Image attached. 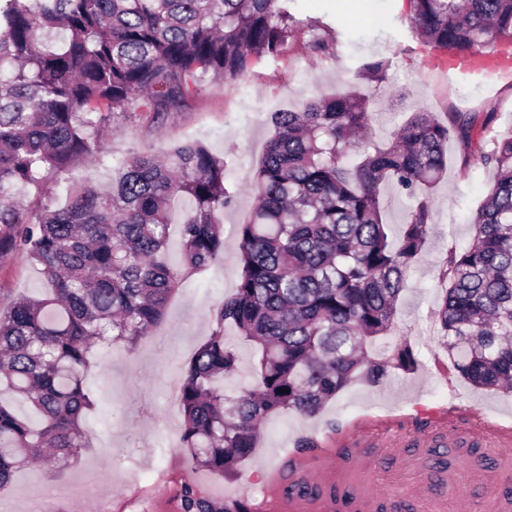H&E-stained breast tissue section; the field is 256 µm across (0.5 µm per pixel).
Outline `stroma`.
<instances>
[{
	"mask_svg": "<svg viewBox=\"0 0 512 512\" xmlns=\"http://www.w3.org/2000/svg\"><path fill=\"white\" fill-rule=\"evenodd\" d=\"M373 8L384 14L383 25L368 21ZM297 15L310 26L290 39L284 57L265 60L243 79L205 84L189 108L159 120L145 114L119 120L105 137L99 158L73 167L53 186V195L61 199L71 186L108 184L119 162L137 147L149 144L166 153L199 142L223 156L225 185L234 201L224 211L223 262L185 276L164 319L136 350L117 346L94 359L87 374L95 396L86 419L90 448L65 469L44 465L19 473L0 491V512H95L102 499L110 502V512H179L178 488L189 476L211 496H243L254 512H280L263 497L262 470L277 467L281 456L294 453L297 439H310L324 451L333 447L337 430L383 414L415 421L479 410L499 414L504 424L512 425V395L473 388L452 371L434 319L446 288L440 276L446 253L450 246L472 243L470 214L493 182L492 171L480 159H473L467 175L452 159L447 178L432 195L434 232L407 273L395 327L372 345L373 351L387 355L407 343L419 367L393 371L389 380L374 386L353 382L318 417L274 416L237 474L191 471L180 451L181 420L173 389L210 336L218 307L240 277L234 228L255 207L250 186L273 132V112L361 83L360 66L384 57L391 62L386 82L367 86L373 142H388L406 113L419 107L442 118L454 110L493 106L492 136L512 134V87L501 84L486 92L449 78L438 59L425 54L412 30L410 7L402 0H298ZM315 23L320 26L317 34L335 40L334 53L321 55L309 48ZM45 288L24 256L0 258V309L9 308L17 296L42 295Z\"/></svg>",
	"mask_w": 512,
	"mask_h": 512,
	"instance_id": "obj_1",
	"label": "stroma"
}]
</instances>
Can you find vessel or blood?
Segmentation results:
<instances>
[{
	"label": "vessel or blood",
	"mask_w": 512,
	"mask_h": 512,
	"mask_svg": "<svg viewBox=\"0 0 512 512\" xmlns=\"http://www.w3.org/2000/svg\"><path fill=\"white\" fill-rule=\"evenodd\" d=\"M449 73L463 75L484 88L512 81V42L447 59ZM399 448L398 472L388 489L371 475L369 451ZM454 449L456 463L448 474V490L435 491L428 480L444 464V449ZM335 468L293 454L282 460L265 484L268 497L285 512H382L386 500H412L429 512H512V430L483 415L433 416L423 424L387 417L373 427L339 434ZM481 481L479 496L468 495Z\"/></svg>",
	"instance_id": "obj_1"
}]
</instances>
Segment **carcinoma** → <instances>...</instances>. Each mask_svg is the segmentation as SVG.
Segmentation results:
<instances>
[{
    "label": "carcinoma",
    "mask_w": 512,
    "mask_h": 512,
    "mask_svg": "<svg viewBox=\"0 0 512 512\" xmlns=\"http://www.w3.org/2000/svg\"><path fill=\"white\" fill-rule=\"evenodd\" d=\"M295 0H0V257L20 253L47 285L0 311V487L46 457L67 464L91 445L86 375L94 351L129 350L164 317L187 273L224 259V158L201 143L162 159L147 147L107 187L59 201L49 185L100 151L101 134L130 108L160 117L184 108L203 83L238 80L282 53L298 30ZM418 36L467 54L512 41V0H410ZM390 60L363 64L380 84ZM369 96L355 88L275 112L274 135L251 184L257 198L238 225L241 274L216 311L177 391L179 447L191 468L230 473L267 420L313 417L354 379L386 380L418 362L406 345L389 357L368 346L394 325L407 268L434 224L432 188L473 157L494 171L474 211L473 242L450 248L435 318L455 372L475 387L512 389V135L485 142L496 112L417 109L391 142L369 143ZM392 185L417 199L397 240L380 197ZM180 267L162 259L175 203ZM231 336L257 346L254 389L221 383L237 371ZM180 512H252L216 501L190 480Z\"/></svg>",
    "instance_id": "1"
}]
</instances>
